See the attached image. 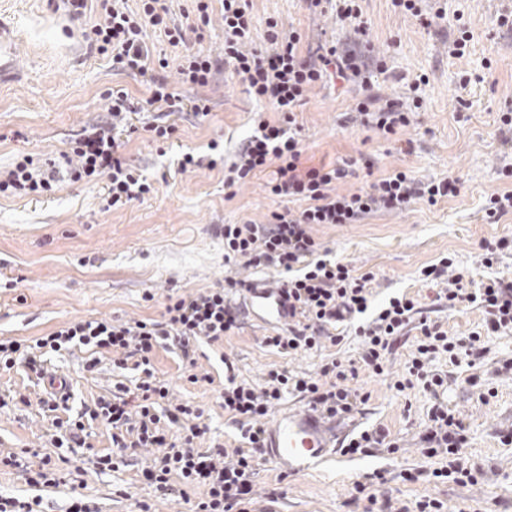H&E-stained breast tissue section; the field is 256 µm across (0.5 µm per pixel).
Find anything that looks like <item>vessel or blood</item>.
Instances as JSON below:
<instances>
[{
	"instance_id": "b4317fda",
	"label": "vessel or blood",
	"mask_w": 512,
	"mask_h": 512,
	"mask_svg": "<svg viewBox=\"0 0 512 512\" xmlns=\"http://www.w3.org/2000/svg\"><path fill=\"white\" fill-rule=\"evenodd\" d=\"M17 43L16 30L0 21V84L21 76ZM242 303L263 328L279 329L293 319L287 292L270 281H251ZM344 439L339 420L326 418L312 406H298L279 412L268 424L265 459L280 472L296 476L335 457Z\"/></svg>"
}]
</instances>
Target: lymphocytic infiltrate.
<instances>
[{
  "label": "lymphocytic infiltrate",
  "instance_id": "lymphocytic-infiltrate-1",
  "mask_svg": "<svg viewBox=\"0 0 512 512\" xmlns=\"http://www.w3.org/2000/svg\"><path fill=\"white\" fill-rule=\"evenodd\" d=\"M96 2L100 20L88 34L92 47L111 55L113 63L122 69L144 78L151 92L150 104L165 113L181 111L184 102L161 76L168 62L155 60L145 40L147 28L163 31L175 47L191 39L200 43L212 12H219L224 25L222 57L201 50L180 56L177 70L182 84L191 89L204 88L223 69H230L250 95L273 106L278 119L259 121L233 162H225L220 155L197 157L187 152L179 160L178 170L187 173L223 167L228 189L257 174L270 175L266 187L278 206L266 221L247 220L219 229L224 238V260L237 273L271 269L281 274L280 284L288 290L294 319L286 332L265 337V346L288 356L320 346L326 339L339 342L338 328L351 324L363 339L362 353L355 362L331 360L316 377H298L275 368L268 371L259 387L227 377L221 406L245 442L244 447L231 451L219 444L198 448V441L207 433L201 421L202 408L179 403L158 412L159 403L169 400L170 389L156 380L152 357L163 345L179 350L183 360L192 365L198 341L216 343L240 328L243 309L226 295L227 290L243 286L237 274L227 277L222 288L167 295L159 322L85 320L59 327L30 345L0 342V367L20 366L41 377L47 352L77 346L112 351L118 367L130 363L140 370V381L123 395L98 398L75 416L57 420L55 447H85L86 427L98 421L113 428L114 434L112 451L92 458L96 469L114 468L125 459L129 448H153L157 454L143 468L142 475L157 493L175 497L181 486L205 487L204 497L190 501L186 512H251L256 501V468L264 455L265 419L285 392L305 394L309 405L330 413L357 411L363 403L352 386L358 371L382 375L399 336L413 325L419 339L405 365L406 375L396 381L395 387L401 391L418 385L437 396L445 382L430 367L437 355H447L452 364L464 358L474 363L484 357L485 337L512 334V278L493 271L503 253L512 252V239L501 237L482 243L478 261L490 271L485 280L475 281L451 257L440 258L420 271L423 280L436 286V301L446 302L452 309L472 304L482 308L484 322L467 338L450 337L441 322L422 315L417 300L405 295L390 298L369 324L359 323V316L369 308L376 276L357 273L351 263L330 260L329 249L313 235L315 225L353 224L379 211L406 210L417 200L433 205L457 197L462 184L452 176L419 178L412 171L394 169L354 191L339 192L338 183L353 176L356 165L369 170L373 161L346 158L328 168L303 167L302 127L296 121V112L315 86L336 78L358 85L364 92L350 114L353 124L386 137L395 136L412 125L421 108L417 91L426 83V75L413 79L412 94L403 100L372 92V74L384 71L385 62L367 51L368 26L359 0H303L313 14L333 9L336 19L353 34L349 44L324 43L308 50L302 47L301 33L273 17L266 20L265 48L256 49L249 0H195V18L185 23L173 18L168 0H140L134 10L127 0ZM134 112L127 93L111 94L107 120L83 127L59 158L49 157L37 164L26 155L0 171V194L39 195L51 192L63 181L93 184L103 175L108 178L109 207L153 194V184L134 174L120 152L122 136L136 130ZM164 419L169 429L161 428ZM466 431L463 418L437 402L427 413L420 440L428 457L448 456V473L457 483L473 485L477 477L462 455Z\"/></svg>",
  "mask_w": 512,
  "mask_h": 512
}]
</instances>
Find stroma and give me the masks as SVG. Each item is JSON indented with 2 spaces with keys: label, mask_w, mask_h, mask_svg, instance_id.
<instances>
[{
  "label": "stroma",
  "mask_w": 512,
  "mask_h": 512,
  "mask_svg": "<svg viewBox=\"0 0 512 512\" xmlns=\"http://www.w3.org/2000/svg\"><path fill=\"white\" fill-rule=\"evenodd\" d=\"M361 6L369 41L392 69L378 78L382 93L400 96L403 78L429 77L421 91L420 114L403 133L413 140L415 151L400 153L397 142L345 124L343 114L355 92L335 82L316 87L299 109L304 165L318 167L364 153L375 158L373 171H359L340 184V191L357 189L369 176L394 168L426 177L451 175L460 179L462 189L459 196L434 205L419 201L399 213L369 215L358 224H322L313 234L333 258L350 262L358 273L376 274L371 309L402 294L433 306V292L420 279L423 267L449 254L478 280L488 274L478 264L480 244L512 238V216L491 224L482 211L487 194L512 191V181L498 176L503 160H512V139L500 123L502 112L512 109V29L498 25L499 16L512 14V0H426V8L439 17L428 29L392 0H361ZM251 11L259 48L270 17L291 25L310 43L349 38L334 18L309 15L300 0H251ZM459 15L469 23L470 41L465 55L457 58L446 53L444 42L452 37ZM97 19L94 10L70 18L55 0H0V20L19 29L23 69L19 81L0 86V168L23 154L42 158L67 150L85 124L105 114L108 93L121 89L137 110V130L121 153L154 183L156 192L111 210L104 207L103 178L93 185L66 184L39 198L0 196L2 340L28 344L82 320H161L170 289L193 293L216 287L229 276L218 225L262 221L276 207L265 189L266 175L229 192L223 168L178 170L182 154H206L214 142L232 156L259 119L276 120L273 107L256 102L236 80L220 79L198 91L183 86L175 63L184 47L169 45L163 33L151 28L146 41L168 59L164 75L173 90L188 101L207 97L212 108L203 122L188 111L173 115L176 133L167 143L157 142L143 129L157 113L148 103L147 83L114 68L111 58L92 51L83 38ZM265 334L249 321L223 343H199L197 371L210 374L207 383L190 382L179 351L156 350L155 376L170 386L173 402L205 410L208 432L201 447L221 443L230 450L242 445L239 431L219 405L225 365H232L238 379L258 385L269 369L316 376L331 359H354L361 350L351 326L340 344L291 357L266 347ZM416 340L413 331L401 337L387 375L363 370L354 382L368 396L357 421L383 428L389 440L398 442V453L380 448L354 456L340 453L297 476L279 474L272 464L260 462L256 488L277 491L276 512H365L388 497L409 503L424 496L442 502L443 512H512V370L496 371L498 363L512 359V335L489 337L479 365L454 366L443 355L431 364L449 374L440 397L468 426L464 456L480 476L477 484L466 486L433 477L437 462L421 450L419 435L433 403L430 394L419 387L401 392L394 387ZM46 367L67 380L68 406L74 412L134 387L140 376L132 368L115 366L112 353L85 348L50 354ZM490 389L494 398L480 402V393ZM43 395V382L34 373L0 369V451L16 456L14 466L0 468V496L41 497L44 512H66L78 497L94 502L99 512H133L139 503L149 512H184L183 501L158 498L144 480V456L103 472L88 465V458L111 450L112 431L100 423L88 428L76 461H59L50 443L53 416L39 404ZM48 456L56 460V484L29 485L27 472L38 471ZM408 472L419 473V480L406 481Z\"/></svg>",
  "instance_id": "1"
}]
</instances>
